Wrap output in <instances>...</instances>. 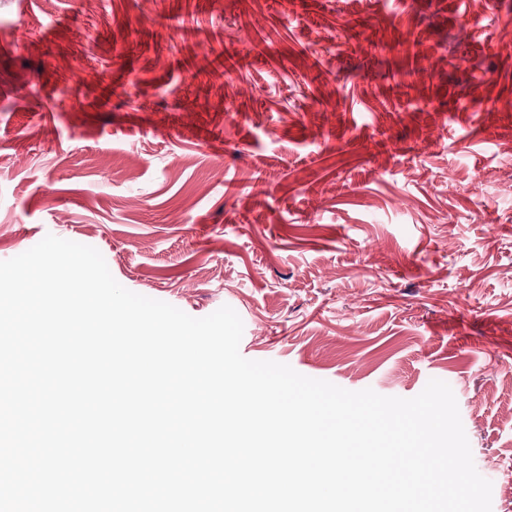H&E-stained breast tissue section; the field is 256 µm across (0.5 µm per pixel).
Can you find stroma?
I'll return each instance as SVG.
<instances>
[{
    "label": "stroma",
    "mask_w": 512,
    "mask_h": 512,
    "mask_svg": "<svg viewBox=\"0 0 512 512\" xmlns=\"http://www.w3.org/2000/svg\"><path fill=\"white\" fill-rule=\"evenodd\" d=\"M510 184L512 0H0V261L50 233L190 316L232 307L245 358L448 383L492 512Z\"/></svg>",
    "instance_id": "stroma-1"
}]
</instances>
